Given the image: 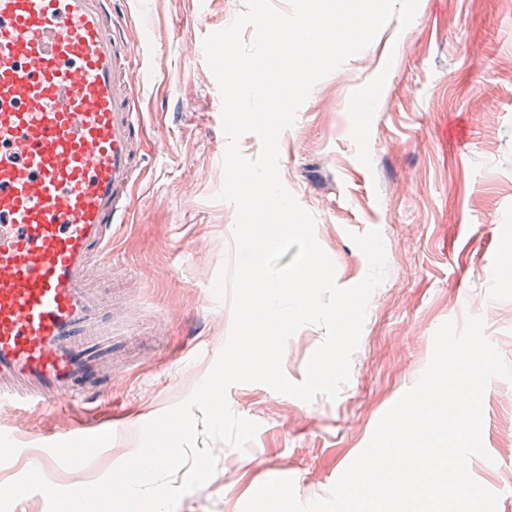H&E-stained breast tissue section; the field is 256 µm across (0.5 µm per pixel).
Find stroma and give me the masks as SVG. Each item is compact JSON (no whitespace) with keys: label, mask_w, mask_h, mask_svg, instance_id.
<instances>
[{"label":"stroma","mask_w":512,"mask_h":512,"mask_svg":"<svg viewBox=\"0 0 512 512\" xmlns=\"http://www.w3.org/2000/svg\"><path fill=\"white\" fill-rule=\"evenodd\" d=\"M118 37L140 52L137 90L150 156L112 227V257L90 279L112 315V380L96 401L51 413L0 408L17 457L0 460V484L27 471L41 440L56 438L57 487L91 484L126 459L143 424L185 401L214 365L232 326L230 301L211 287L235 243L236 209L218 201L227 138L221 96L197 45L229 26L245 0H116ZM512 0H419L406 28L389 22L373 42L320 79L279 138L284 186L315 219V238L350 287L367 262L352 234L379 230L387 276L372 293L350 378L337 398L306 403L259 383L227 391L234 413L258 423L245 451L217 446L215 474L175 512H242L256 489L291 478L300 501L326 497L370 440L381 416L427 366L448 320L484 318L488 339L512 364ZM301 328L282 368L294 382L322 342ZM483 396L486 457L471 475L512 512V411ZM89 449L78 469L67 457Z\"/></svg>","instance_id":"obj_1"}]
</instances>
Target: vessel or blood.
Wrapping results in <instances>:
<instances>
[{
    "instance_id": "b4317fda",
    "label": "vessel or blood",
    "mask_w": 512,
    "mask_h": 512,
    "mask_svg": "<svg viewBox=\"0 0 512 512\" xmlns=\"http://www.w3.org/2000/svg\"><path fill=\"white\" fill-rule=\"evenodd\" d=\"M118 25L112 0H0V403L22 413L98 394L112 366L82 280L146 152Z\"/></svg>"
}]
</instances>
